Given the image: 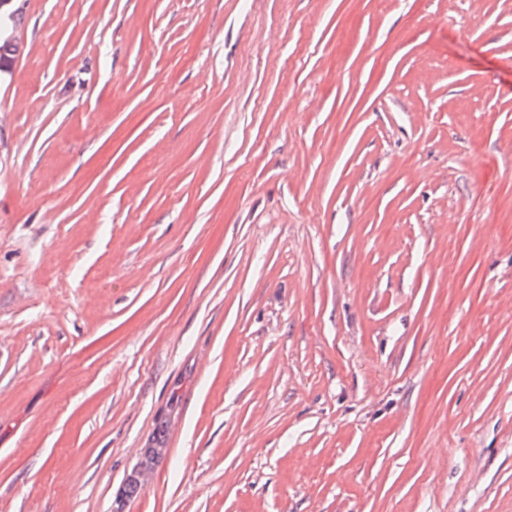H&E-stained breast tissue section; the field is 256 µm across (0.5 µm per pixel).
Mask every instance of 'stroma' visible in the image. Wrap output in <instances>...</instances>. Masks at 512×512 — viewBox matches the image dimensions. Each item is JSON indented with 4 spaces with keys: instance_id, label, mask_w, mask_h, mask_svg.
Returning a JSON list of instances; mask_svg holds the SVG:
<instances>
[{
    "instance_id": "stroma-1",
    "label": "stroma",
    "mask_w": 512,
    "mask_h": 512,
    "mask_svg": "<svg viewBox=\"0 0 512 512\" xmlns=\"http://www.w3.org/2000/svg\"><path fill=\"white\" fill-rule=\"evenodd\" d=\"M17 2L0 512H512V0Z\"/></svg>"
}]
</instances>
